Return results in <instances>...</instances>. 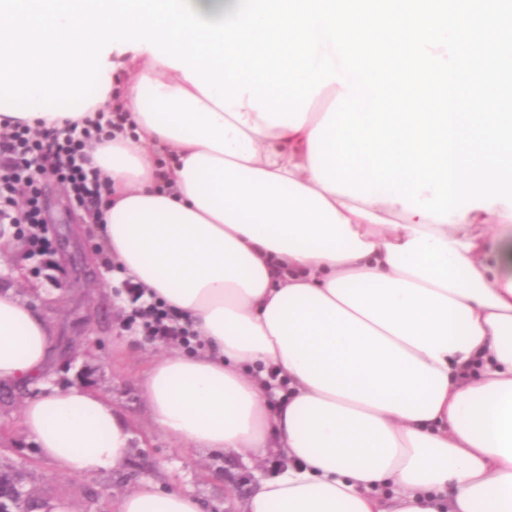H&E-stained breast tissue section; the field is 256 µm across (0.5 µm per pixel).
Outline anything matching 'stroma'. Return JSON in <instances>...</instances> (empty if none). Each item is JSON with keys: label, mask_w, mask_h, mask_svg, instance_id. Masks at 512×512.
<instances>
[{"label": "stroma", "mask_w": 512, "mask_h": 512, "mask_svg": "<svg viewBox=\"0 0 512 512\" xmlns=\"http://www.w3.org/2000/svg\"><path fill=\"white\" fill-rule=\"evenodd\" d=\"M41 204L55 237L50 257L30 254L15 238L12 263L0 269V289L14 288L53 327L54 345L41 382L0 386V470L21 478L42 512H116L120 498L140 482L193 492L200 512H227L234 498L257 491L281 471L271 455L253 464L229 451L188 449L157 431L142 381L165 348L123 330L129 310L120 278L107 274L105 253L90 220L73 223L70 205L54 182L41 189ZM80 382L101 395L129 426L133 444L118 471L77 477L62 474L23 430L21 409L51 386Z\"/></svg>", "instance_id": "stroma-1"}]
</instances>
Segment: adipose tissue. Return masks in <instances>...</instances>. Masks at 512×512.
<instances>
[{
	"mask_svg": "<svg viewBox=\"0 0 512 512\" xmlns=\"http://www.w3.org/2000/svg\"><path fill=\"white\" fill-rule=\"evenodd\" d=\"M96 109L124 131L87 152L109 182L108 256L191 320L200 345L146 372L176 443L286 462L234 512H512V208L440 222L314 175L322 113L224 109L151 50L105 57ZM53 329L0 290V384L39 379ZM277 373L284 387L272 385ZM22 426L61 473L122 468L132 435L76 383ZM117 512H200L141 482Z\"/></svg>",
	"mask_w": 512,
	"mask_h": 512,
	"instance_id": "ef3b65f1",
	"label": "adipose tissue"
}]
</instances>
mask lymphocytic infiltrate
Wrapping results in <instances>:
<instances>
[{"label": "lymphocytic infiltrate", "instance_id": "1", "mask_svg": "<svg viewBox=\"0 0 512 512\" xmlns=\"http://www.w3.org/2000/svg\"><path fill=\"white\" fill-rule=\"evenodd\" d=\"M125 121L121 110L101 109L81 125L34 131L17 124L0 133V219L7 217L17 224L34 255L45 257L51 252V235L40 203L42 177L48 174L67 184L74 204L98 216L106 183L101 172L90 166L85 148L92 139L111 138ZM21 186L27 189V199L19 211L15 194ZM123 284L133 300L125 321L128 329L161 345H190V323L178 310L149 295L132 277H124Z\"/></svg>", "mask_w": 512, "mask_h": 512}]
</instances>
